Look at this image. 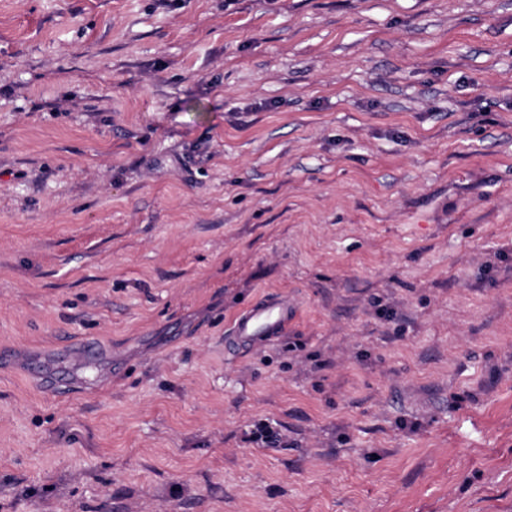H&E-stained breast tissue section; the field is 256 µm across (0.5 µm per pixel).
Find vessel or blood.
<instances>
[{
    "mask_svg": "<svg viewBox=\"0 0 512 512\" xmlns=\"http://www.w3.org/2000/svg\"><path fill=\"white\" fill-rule=\"evenodd\" d=\"M295 312L287 295L262 296L234 316L229 337L244 346L271 342L283 334Z\"/></svg>",
    "mask_w": 512,
    "mask_h": 512,
    "instance_id": "b4317fda",
    "label": "vessel or blood"
}]
</instances>
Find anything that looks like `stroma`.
<instances>
[{
  "instance_id": "obj_1",
  "label": "stroma",
  "mask_w": 512,
  "mask_h": 512,
  "mask_svg": "<svg viewBox=\"0 0 512 512\" xmlns=\"http://www.w3.org/2000/svg\"><path fill=\"white\" fill-rule=\"evenodd\" d=\"M1 345L0 512H512V0H0ZM295 312L288 295H264L234 316L226 339L244 346L271 342L288 328Z\"/></svg>"
}]
</instances>
